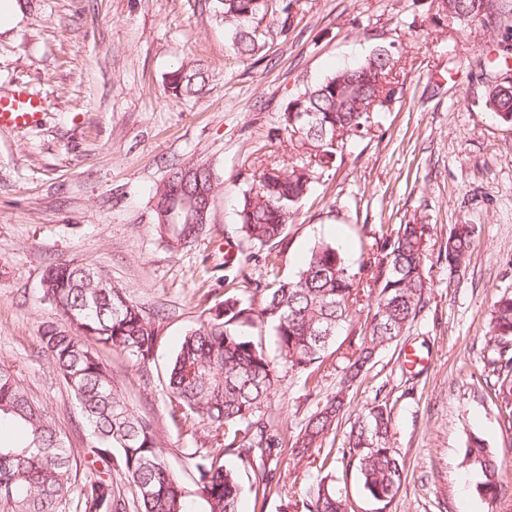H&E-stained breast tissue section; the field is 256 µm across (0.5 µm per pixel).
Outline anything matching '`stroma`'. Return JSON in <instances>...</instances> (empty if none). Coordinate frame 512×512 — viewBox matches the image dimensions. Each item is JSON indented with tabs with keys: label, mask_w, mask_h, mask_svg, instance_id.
I'll list each match as a JSON object with an SVG mask.
<instances>
[{
	"label": "stroma",
	"mask_w": 512,
	"mask_h": 512,
	"mask_svg": "<svg viewBox=\"0 0 512 512\" xmlns=\"http://www.w3.org/2000/svg\"><path fill=\"white\" fill-rule=\"evenodd\" d=\"M18 3V22L0 32V95L23 85L47 104L36 127L0 128V364L39 399L65 445L82 459L93 441L41 351L40 328L54 317L41 288L47 267L77 261L111 277L145 310H164L148 367L114 350L100 355L130 404L153 420L189 512H207L190 455L217 449L221 438L195 416L173 414L166 371L184 332L232 295L250 304L246 330L277 360L273 333L258 319L263 296L246 287L270 282L272 268L241 232L238 203L268 163L299 162L282 122L291 97L386 47L398 62V92L367 136L348 144L332 168L315 171L275 269L296 275L320 241L336 243L356 268L382 228L426 224L425 306L349 389L348 409L322 450L300 458L290 444L334 396L365 303L339 331L322 378L281 370L264 416L279 443L274 456L224 461L240 466V512H289L327 475L324 458L340 456L358 414L382 403L405 465L388 512H512V432L483 380L493 356L491 300L512 291V124L486 108L481 75L486 55L512 57V15L464 29L444 16L440 0H298L288 32L263 21L265 50L241 58L207 0ZM190 61L207 70L204 91L168 95L167 74ZM188 162L211 166L220 186L206 232L174 252L155 230L153 195ZM458 224L475 225L476 237L466 277L453 282L441 252ZM244 253L251 261L242 268ZM473 435L509 451V489L497 502L478 495V475L461 465ZM263 466L268 484L259 492Z\"/></svg>",
	"instance_id": "obj_1"
}]
</instances>
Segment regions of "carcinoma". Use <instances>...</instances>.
<instances>
[{
    "mask_svg": "<svg viewBox=\"0 0 512 512\" xmlns=\"http://www.w3.org/2000/svg\"><path fill=\"white\" fill-rule=\"evenodd\" d=\"M213 16L224 25L233 52L241 58L260 54L264 36L257 26L267 16L280 31L290 28L291 0H210ZM463 27L490 26L512 14V0H447ZM387 48L376 49L361 64L342 68L307 86L283 113L289 138L309 151V160L290 168L269 164L254 176L239 203L240 229L250 244L268 248L266 258L286 238L288 224L312 183L311 165L330 168L347 142L366 135L375 113L393 98V89L370 85L368 69L381 62ZM206 71L199 64H182L168 73L166 90L173 96H194L205 87ZM351 86L371 112H358L355 99L338 88ZM486 105L499 119L512 123V84H493ZM217 187L213 170L187 163L170 171L154 193L156 230L166 243L185 234L188 246L206 229L189 225L183 198L195 200V211L211 210ZM475 228L457 225L444 246L448 270L465 275L472 255ZM430 226L401 224L381 236L369 257L370 279L353 270L340 249L330 242L316 244L298 273L255 285L264 295L260 312L276 337L279 360L290 371L315 377L339 330L353 318L363 286L379 288L363 336L347 356L336 394L295 437L292 453L304 458L322 448L344 413L346 392L371 362L375 351L398 341L409 331L425 302ZM101 271L79 262L49 266L42 279V296L55 319L40 329L41 349L70 389L94 443L95 461L104 471L76 484L77 458L57 434L45 408L24 388L11 368L0 365V426L19 429L18 442L0 441V499L15 512H63L70 496L79 512H128L130 501L114 488L111 473L124 475L133 492L136 512H187L184 487L166 465L162 444L151 419L131 407L115 383L98 349L116 350L145 368L156 342L158 310L149 313L130 300L123 289L98 287ZM250 308L228 297L224 307L188 329L166 373L165 386L175 407L224 429V448L191 454L195 482L209 512H239L243 486L235 469L224 466L226 451L246 460L270 456L275 441L266 437L265 409L279 383L277 367L261 343L246 336L241 320ZM494 394L504 408V425L512 430V293L495 296L489 319ZM391 415L377 404L354 423L342 459L354 467L365 493L385 510L396 498L404 463L391 446ZM506 453L489 448L474 436L464 448L462 466L481 476L480 493L491 501L502 498ZM302 512H349L347 499L320 480L306 490Z\"/></svg>",
    "mask_w": 512,
    "mask_h": 512,
    "instance_id": "cac0c4a2",
    "label": "carcinoma"
}]
</instances>
